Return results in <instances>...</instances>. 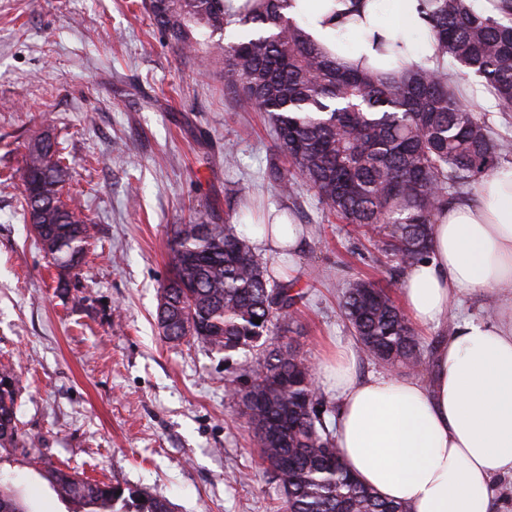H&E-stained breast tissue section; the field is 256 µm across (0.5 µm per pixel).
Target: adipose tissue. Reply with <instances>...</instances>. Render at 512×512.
I'll return each mask as SVG.
<instances>
[{
	"label": "adipose tissue",
	"mask_w": 512,
	"mask_h": 512,
	"mask_svg": "<svg viewBox=\"0 0 512 512\" xmlns=\"http://www.w3.org/2000/svg\"><path fill=\"white\" fill-rule=\"evenodd\" d=\"M337 63L394 76L431 63L419 0H292L288 9ZM477 200L442 210L428 258L406 269L403 304L441 326L469 293L499 298L493 319L463 316L434 345L429 376L358 375V345L321 362L346 467L409 512H495L492 481L512 476V168L483 179Z\"/></svg>",
	"instance_id": "ef3b65f1"
}]
</instances>
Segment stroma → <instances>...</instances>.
Wrapping results in <instances>:
<instances>
[{"instance_id": "obj_1", "label": "stroma", "mask_w": 512, "mask_h": 512, "mask_svg": "<svg viewBox=\"0 0 512 512\" xmlns=\"http://www.w3.org/2000/svg\"><path fill=\"white\" fill-rule=\"evenodd\" d=\"M448 71L495 137L512 140V112L470 94L474 75ZM45 131L63 140L92 220L78 273L51 265L23 221L14 174ZM280 159L265 114L226 94L223 60L198 70L142 0H0V366L17 376L31 445L26 456L0 448V480L31 512H80L40 477L52 466L165 498L171 512H285L228 391L255 351L173 344L156 322L168 242L197 211L248 239L270 207L305 226L291 259L258 257L298 278L293 338L311 364L353 340L338 307L347 279L401 298L403 271L367 228L327 214L303 181L280 193L267 176Z\"/></svg>"}]
</instances>
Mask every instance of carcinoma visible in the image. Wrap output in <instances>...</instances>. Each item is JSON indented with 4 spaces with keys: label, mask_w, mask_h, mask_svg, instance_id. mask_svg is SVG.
<instances>
[{
    "label": "carcinoma",
    "mask_w": 512,
    "mask_h": 512,
    "mask_svg": "<svg viewBox=\"0 0 512 512\" xmlns=\"http://www.w3.org/2000/svg\"><path fill=\"white\" fill-rule=\"evenodd\" d=\"M292 0H146L156 27L206 71L211 55L224 57V88L242 106L264 112L289 168L276 166L274 182L290 195L302 178L325 211L344 224L370 226L406 268L428 256L432 225L465 189L494 173L512 155V143L492 136L485 121L464 106L445 62L484 79L502 111H512V0H490L495 13H474L466 0H422L428 7L435 63L399 77L378 78L340 66L287 16ZM231 25L246 28L230 44L211 42ZM52 139L27 145L20 176L43 192L21 189L24 219L50 242V263L76 270L90 238L87 216L65 191L71 162ZM205 225L201 236L196 228ZM172 275L164 289L173 320L165 339L193 332L226 352L258 348L244 383H230L252 433L264 473L283 491L287 512H408L380 499L345 467L329 430L314 374L290 340L261 342L278 327L286 334L304 298L294 279H274L230 220L218 224L199 213L179 224L170 240ZM343 318L364 355L380 367L411 369L421 363L420 338L388 288L362 277L342 291ZM261 319L256 324L254 320ZM16 374L0 368V448L23 449L18 437ZM58 496L86 512H170L169 502L79 473L41 472ZM0 512H28L0 483Z\"/></svg>",
    "instance_id": "carcinoma-1"
}]
</instances>
